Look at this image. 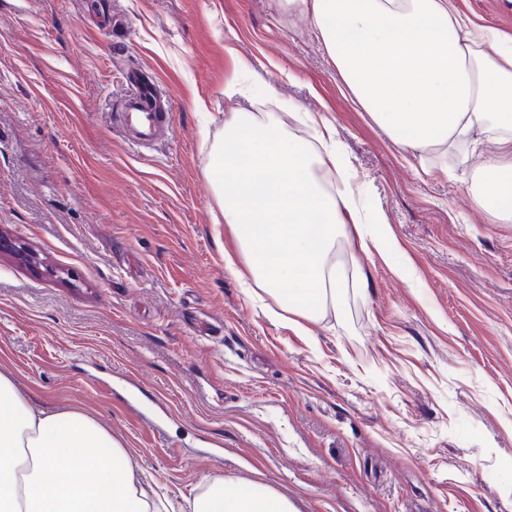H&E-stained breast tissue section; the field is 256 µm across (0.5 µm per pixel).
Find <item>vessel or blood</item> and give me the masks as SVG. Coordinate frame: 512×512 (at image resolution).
<instances>
[{"mask_svg": "<svg viewBox=\"0 0 512 512\" xmlns=\"http://www.w3.org/2000/svg\"><path fill=\"white\" fill-rule=\"evenodd\" d=\"M128 85L119 112L113 123L122 132L125 142L132 146L148 147L156 143L163 130L171 127V101L163 96L157 84L143 75L128 74Z\"/></svg>", "mask_w": 512, "mask_h": 512, "instance_id": "vessel-or-blood-1", "label": "vessel or blood"}]
</instances>
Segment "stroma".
I'll return each mask as SVG.
<instances>
[{"label":"stroma","instance_id":"35a3bbf8","mask_svg":"<svg viewBox=\"0 0 512 512\" xmlns=\"http://www.w3.org/2000/svg\"><path fill=\"white\" fill-rule=\"evenodd\" d=\"M88 2L0 0V369L173 499L225 478L297 512H512V222L473 195L490 146L426 170L285 0H112L106 32ZM455 4L512 34V0ZM131 69L174 113L138 151L112 126ZM273 110L302 141L296 113L324 117L397 244L340 251L350 288L305 335L225 268L205 175L225 113Z\"/></svg>","mask_w":512,"mask_h":512}]
</instances>
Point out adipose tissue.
<instances>
[{
  "label": "adipose tissue",
  "instance_id": "obj_1",
  "mask_svg": "<svg viewBox=\"0 0 512 512\" xmlns=\"http://www.w3.org/2000/svg\"><path fill=\"white\" fill-rule=\"evenodd\" d=\"M342 83L402 150L428 161L458 157L491 139L475 189L478 205L512 222V35L479 26L453 0H300ZM314 143L291 136L275 112H229L205 175L215 224L242 246L245 263L273 298L274 316L299 331L340 300L333 252L343 239L388 248L382 217L342 172L330 127L304 113ZM339 171L336 183L325 176ZM0 512H296L262 485L216 478L188 505L141 479L122 443L77 409L32 405L0 371Z\"/></svg>",
  "mask_w": 512,
  "mask_h": 512
}]
</instances>
